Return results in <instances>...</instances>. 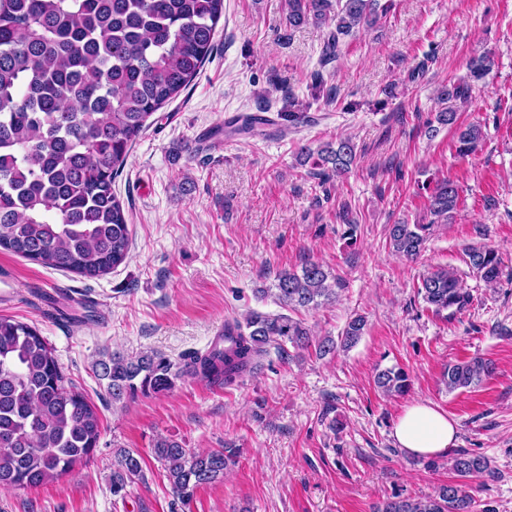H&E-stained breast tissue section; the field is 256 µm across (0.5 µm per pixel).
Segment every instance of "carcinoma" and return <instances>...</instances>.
Masks as SVG:
<instances>
[{"label":"carcinoma","mask_w":512,"mask_h":512,"mask_svg":"<svg viewBox=\"0 0 512 512\" xmlns=\"http://www.w3.org/2000/svg\"><path fill=\"white\" fill-rule=\"evenodd\" d=\"M288 28L307 22L330 29L326 50L378 23L388 7L378 0H287ZM224 0H0V249L45 267L98 277L125 261L131 229L112 181L146 128L148 119L198 75L210 55ZM471 84L448 81L437 93L428 120L454 129L456 152L474 154L482 126L457 123V104L469 100ZM348 138L326 144L313 165L316 175L346 172L356 161ZM460 202L459 187L444 179L427 196L425 224H394L389 243L414 259L430 231L446 224ZM467 264L488 284L503 273L499 254L485 246L466 251ZM325 267L308 259L300 269L280 271L273 296L291 310L313 309L336 298ZM418 294L435 314L461 311L470 302L454 272L423 276ZM366 326L357 315L340 342L310 339L299 320L252 312L224 322L203 354L174 363L159 353L96 360L93 372L106 382L112 401L138 393L171 391L184 378L233 383L261 368L266 347L280 339L319 356L356 345ZM493 374L481 358L450 364L448 391L482 383ZM386 395L409 391V375L387 368L375 377ZM100 438L96 407L68 382L53 349L37 329L0 316V487H37L90 457ZM154 454L176 497L188 504L196 488L224 477L236 449L193 452L168 439ZM458 481L425 498L394 496L377 512H473L467 480L489 470V461L461 451L451 460ZM142 473L140 460L121 452L112 464V496L122 498Z\"/></svg>","instance_id":"cac0c4a2"}]
</instances>
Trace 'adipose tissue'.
<instances>
[{"label": "adipose tissue", "instance_id": "adipose-tissue-1", "mask_svg": "<svg viewBox=\"0 0 512 512\" xmlns=\"http://www.w3.org/2000/svg\"><path fill=\"white\" fill-rule=\"evenodd\" d=\"M400 448L415 456L444 455L457 439V424L431 403L418 401L409 405L394 427Z\"/></svg>", "mask_w": 512, "mask_h": 512}]
</instances>
